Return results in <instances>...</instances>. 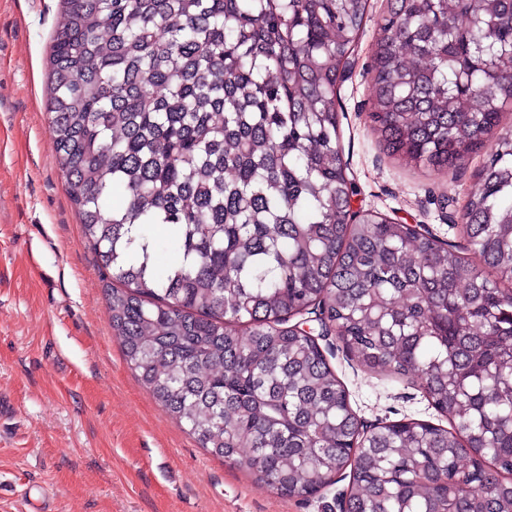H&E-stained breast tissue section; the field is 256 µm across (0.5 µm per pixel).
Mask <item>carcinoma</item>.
<instances>
[{"instance_id": "cac0c4a2", "label": "carcinoma", "mask_w": 512, "mask_h": 512, "mask_svg": "<svg viewBox=\"0 0 512 512\" xmlns=\"http://www.w3.org/2000/svg\"><path fill=\"white\" fill-rule=\"evenodd\" d=\"M367 2L62 0L67 192L126 362L209 454L284 497L348 468L347 512H512V0H389L369 69L372 129L405 164L492 143L459 215L476 263L351 215L336 94ZM302 313L368 371L415 377L452 428L360 441L324 348L288 326Z\"/></svg>"}]
</instances>
